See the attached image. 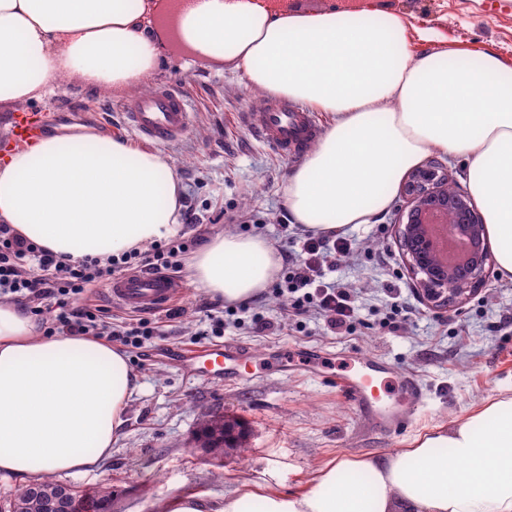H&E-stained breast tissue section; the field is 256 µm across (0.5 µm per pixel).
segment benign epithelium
<instances>
[{
  "instance_id": "obj_1",
  "label": "benign epithelium",
  "mask_w": 512,
  "mask_h": 512,
  "mask_svg": "<svg viewBox=\"0 0 512 512\" xmlns=\"http://www.w3.org/2000/svg\"><path fill=\"white\" fill-rule=\"evenodd\" d=\"M404 194L409 211L407 222L399 225V236L418 291L437 309L467 301L485 279L489 253L483 218L470 196L435 162L410 175ZM424 216L459 227L471 239L473 250L457 264L448 265L431 247L427 225L421 222Z\"/></svg>"
}]
</instances>
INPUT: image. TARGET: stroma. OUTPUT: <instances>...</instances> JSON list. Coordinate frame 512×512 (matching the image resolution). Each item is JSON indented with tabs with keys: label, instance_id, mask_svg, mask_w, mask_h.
Returning a JSON list of instances; mask_svg holds the SVG:
<instances>
[{
	"label": "stroma",
	"instance_id": "stroma-1",
	"mask_svg": "<svg viewBox=\"0 0 512 512\" xmlns=\"http://www.w3.org/2000/svg\"><path fill=\"white\" fill-rule=\"evenodd\" d=\"M275 7L318 11L371 8L400 15L409 29V48L432 50L442 44L464 50L466 59L494 51L512 61V0H270ZM436 33L437 43L420 40L419 30ZM165 85L185 90L191 118L185 137L166 144L182 194L203 222L187 227V236L239 232L238 216L263 219L261 235L270 243L282 237L280 222L288 208L284 186L300 164L263 146L239 123L241 112L257 92L242 73L223 64L192 57L170 47L161 68L148 76L144 90ZM125 90L92 92L67 83L46 100L28 106L48 116L49 128L64 133H92L127 138L119 104ZM404 201L378 214L372 223L348 228L355 252L333 274L359 294L367 324L356 335L330 332L319 315L296 325L273 293L261 298L260 311L269 323L255 330L251 312H239L237 324L223 335H209L210 322L201 306L205 291L189 284L186 268L174 273L183 290L175 299L184 314L168 320L150 315L157 333L145 339L141 355H129L140 376L130 398L123 432L110 452L87 472L53 475L56 483L103 487L112 491V512H156L157 503L186 492L215 498L233 494L242 482L269 483L282 493L300 491L314 471L340 454L382 455L409 447L419 434L471 414L488 397L512 391V275H500L489 262L477 295L458 307L438 312L417 296L399 248L396 226ZM387 254L390 263L375 268L371 257ZM418 314L405 331L378 326L389 291ZM233 342L255 358H281L313 351L341 362L349 355H377L398 370L415 374L424 397L410 405L409 418L397 432L368 423L329 372L318 368L243 374L235 381L211 383L188 376L180 365L187 348ZM222 414L239 420L248 434L246 455L212 452L195 440L204 420Z\"/></svg>",
	"mask_w": 512,
	"mask_h": 512
}]
</instances>
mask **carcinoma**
<instances>
[{
	"mask_svg": "<svg viewBox=\"0 0 512 512\" xmlns=\"http://www.w3.org/2000/svg\"><path fill=\"white\" fill-rule=\"evenodd\" d=\"M199 444L203 448H223L224 417L215 415L206 421ZM51 503L60 504V512L77 504L92 508L94 512H111L112 491L80 489L46 481L31 495L18 493L9 504V512H47L46 507Z\"/></svg>",
	"mask_w": 512,
	"mask_h": 512,
	"instance_id": "carcinoma-1",
	"label": "carcinoma"
}]
</instances>
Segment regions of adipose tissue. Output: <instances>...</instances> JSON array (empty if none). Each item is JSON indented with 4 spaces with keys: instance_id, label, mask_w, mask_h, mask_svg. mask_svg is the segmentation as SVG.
Returning <instances> with one entry per match:
<instances>
[{
    "instance_id": "1",
    "label": "adipose tissue",
    "mask_w": 512,
    "mask_h": 512,
    "mask_svg": "<svg viewBox=\"0 0 512 512\" xmlns=\"http://www.w3.org/2000/svg\"><path fill=\"white\" fill-rule=\"evenodd\" d=\"M157 0H0V112L72 80L135 89L166 44ZM178 33L194 57L244 73L250 87L332 122L288 177L296 224L326 234L387 209L431 153L462 155L500 270L512 275V63L412 53L398 15L367 8L277 9L265 0H182ZM181 186L168 158L124 139L58 134L0 156V223L70 262L107 260L175 235ZM268 240L224 232L190 260V280L227 302L270 287ZM138 376L92 336H46L0 300V473L95 466L124 429ZM512 512V392L381 456L340 455L302 491L243 483L221 502L184 492L160 512Z\"/></svg>"
}]
</instances>
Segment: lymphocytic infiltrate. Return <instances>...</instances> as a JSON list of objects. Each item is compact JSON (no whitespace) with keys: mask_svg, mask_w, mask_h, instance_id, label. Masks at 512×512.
I'll return each mask as SVG.
<instances>
[{"mask_svg":"<svg viewBox=\"0 0 512 512\" xmlns=\"http://www.w3.org/2000/svg\"><path fill=\"white\" fill-rule=\"evenodd\" d=\"M299 241L300 253L283 254L282 279L276 283L275 293L287 295V312L293 320L316 313L324 317L334 333L353 334L360 321L358 297L343 283L326 277L350 254L351 239L339 233H304ZM190 246V241L179 236L146 255L132 250L104 263L87 259L71 264L26 240L11 225L0 224V295L11 294L23 302L45 334L103 337L137 350L142 337L152 333L146 320L141 318L119 328L112 326L90 304L91 289L115 273L174 268L178 257Z\"/></svg>","mask_w":512,"mask_h":512,"instance_id":"obj_1","label":"lymphocytic infiltrate"}]
</instances>
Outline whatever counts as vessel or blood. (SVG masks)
Here are the masks:
<instances>
[{
  "label": "vessel or blood",
  "instance_id": "obj_1",
  "mask_svg": "<svg viewBox=\"0 0 512 512\" xmlns=\"http://www.w3.org/2000/svg\"><path fill=\"white\" fill-rule=\"evenodd\" d=\"M123 123L145 144H171L188 131L190 104L185 94L167 86L126 99L121 104ZM11 137L22 146L43 136L45 127L37 115L9 113ZM242 123L263 144L282 157H294L317 140L321 125L308 108L276 98H258L241 114ZM177 281L165 273H136L115 278L105 291L114 304L142 312L163 310L177 294ZM251 353L233 343L206 350H190L182 355L183 368L212 381L238 378L242 363ZM361 373H340L337 384L368 420L394 430L403 418L396 410L400 400H417L422 388L416 375L399 373L377 356L355 355Z\"/></svg>",
  "mask_w": 512,
  "mask_h": 512
}]
</instances>
